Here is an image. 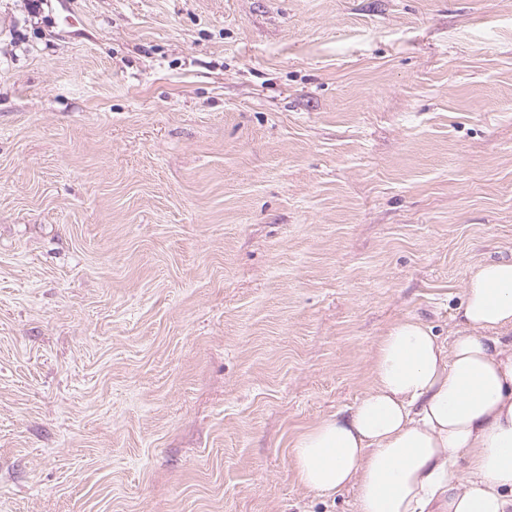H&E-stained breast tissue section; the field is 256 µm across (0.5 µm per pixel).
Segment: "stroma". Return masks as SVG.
Instances as JSON below:
<instances>
[{"instance_id":"1","label":"stroma","mask_w":512,"mask_h":512,"mask_svg":"<svg viewBox=\"0 0 512 512\" xmlns=\"http://www.w3.org/2000/svg\"><path fill=\"white\" fill-rule=\"evenodd\" d=\"M512 258V0H0V512H356L291 445Z\"/></svg>"}]
</instances>
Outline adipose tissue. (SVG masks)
<instances>
[{"label": "adipose tissue", "instance_id": "1", "mask_svg": "<svg viewBox=\"0 0 512 512\" xmlns=\"http://www.w3.org/2000/svg\"><path fill=\"white\" fill-rule=\"evenodd\" d=\"M371 374L349 411L295 439L301 485L353 487L356 512H512V259L471 275L452 344L400 320Z\"/></svg>", "mask_w": 512, "mask_h": 512}]
</instances>
